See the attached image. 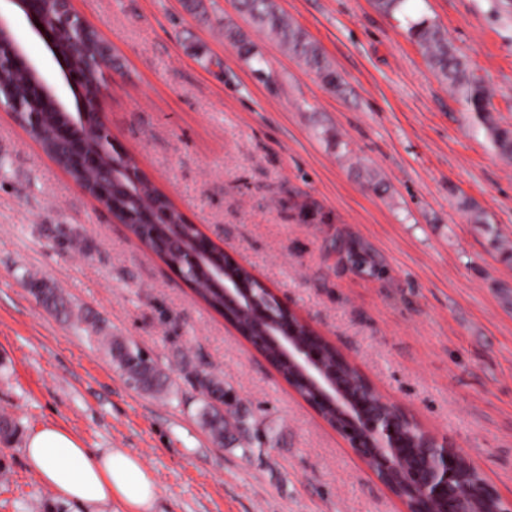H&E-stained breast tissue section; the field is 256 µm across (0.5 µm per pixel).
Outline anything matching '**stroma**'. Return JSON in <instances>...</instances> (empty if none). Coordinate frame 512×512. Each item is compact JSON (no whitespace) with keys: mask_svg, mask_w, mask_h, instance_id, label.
<instances>
[{"mask_svg":"<svg viewBox=\"0 0 512 512\" xmlns=\"http://www.w3.org/2000/svg\"><path fill=\"white\" fill-rule=\"evenodd\" d=\"M341 74L338 90L236 0H73L119 62L100 108L115 144L187 223L332 341L383 397L512 501V160L429 68L408 21L439 23L512 128V18L500 0H275ZM28 59L75 92L29 20L0 0ZM244 35L255 56L234 44ZM487 216L475 222L461 202ZM37 277L139 344L168 377L130 387ZM219 377L267 435L243 450L203 425ZM0 512H83L29 468L52 425L138 456L155 512H403L369 466L193 286L81 190L0 106ZM29 285L32 292L41 298L45 306L52 312L65 316H69L72 313L71 302L54 286L36 278H30Z\"/></svg>","mask_w":512,"mask_h":512,"instance_id":"obj_1","label":"stroma"}]
</instances>
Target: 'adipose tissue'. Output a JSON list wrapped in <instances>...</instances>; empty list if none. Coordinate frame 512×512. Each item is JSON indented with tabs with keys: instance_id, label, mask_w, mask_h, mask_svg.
Segmentation results:
<instances>
[{
	"instance_id": "adipose-tissue-1",
	"label": "adipose tissue",
	"mask_w": 512,
	"mask_h": 512,
	"mask_svg": "<svg viewBox=\"0 0 512 512\" xmlns=\"http://www.w3.org/2000/svg\"><path fill=\"white\" fill-rule=\"evenodd\" d=\"M23 454L28 466L60 500L76 503L84 512H112L116 498L130 512H152L157 484L134 455L83 447L54 426L31 434Z\"/></svg>"
}]
</instances>
